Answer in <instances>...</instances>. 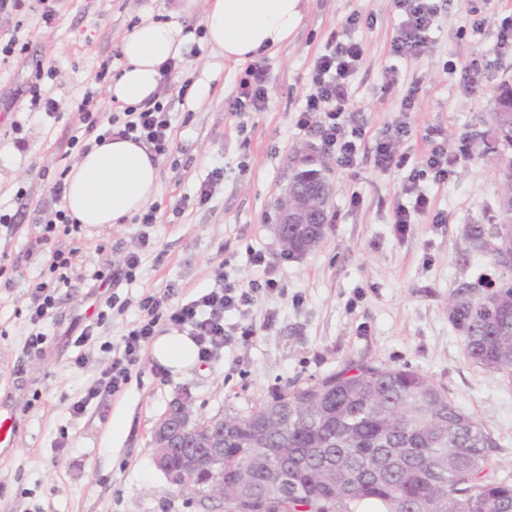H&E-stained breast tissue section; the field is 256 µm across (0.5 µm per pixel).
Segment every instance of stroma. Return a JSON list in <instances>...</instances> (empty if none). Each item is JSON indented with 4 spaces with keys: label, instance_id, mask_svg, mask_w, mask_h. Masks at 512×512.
<instances>
[{
    "label": "stroma",
    "instance_id": "35a3bbf8",
    "mask_svg": "<svg viewBox=\"0 0 512 512\" xmlns=\"http://www.w3.org/2000/svg\"><path fill=\"white\" fill-rule=\"evenodd\" d=\"M434 3L429 42L399 56L392 51L402 21L395 0H307L293 38L263 57L268 102L259 112L228 109L246 67L225 62L203 41L205 0H56L48 28L38 0L0 11V41L28 45L0 61V211L17 217L0 224V264L13 280L0 287V412L15 418V439L0 449V512H224L221 502L179 494L153 462L154 431L174 398L188 395L201 421L245 415L275 389L321 378L349 360L405 367L445 389L495 440V475L512 478V382L466 357L447 315L459 281L496 277L483 254L469 251L465 230L499 221L496 161L504 147L489 135L490 101L500 85L512 84V45L499 44L512 0ZM352 15L359 26L345 28ZM145 20L172 21L190 35L157 92L171 135L159 158L156 221L83 224L59 236L76 251L60 284L35 243L41 227L34 217L53 208L55 177L81 155L68 140L84 92L94 91L90 108L100 123L122 115L106 107L108 89L121 72L122 38ZM334 33L364 50L349 78V108L361 133L350 165H340L335 152L325 155L334 185L325 240L291 258L271 226L295 149L320 143L296 121L314 90L313 64ZM37 65L50 74L41 94L57 104L52 118L26 91ZM409 96L410 132L396 145L409 162L380 168L376 144ZM436 145L448 151V177L420 179L431 208L398 232L395 212L414 200L405 191L409 176ZM205 182L211 192L202 205L196 191ZM133 252L140 256L133 278L101 287L97 273L121 268ZM255 252L267 267L253 264ZM220 265L244 287L263 275L278 281L245 310L256 337L232 338L177 376L142 353L119 393L87 399L113 347L140 319V299L171 289L196 299L218 287ZM39 282L55 306L33 350L27 309ZM76 317L93 326L80 345L66 333ZM80 400L86 406L78 412Z\"/></svg>",
    "mask_w": 512,
    "mask_h": 512
}]
</instances>
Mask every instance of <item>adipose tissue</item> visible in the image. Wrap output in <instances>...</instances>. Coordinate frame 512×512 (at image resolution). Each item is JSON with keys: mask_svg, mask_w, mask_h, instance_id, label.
Wrapping results in <instances>:
<instances>
[{"mask_svg": "<svg viewBox=\"0 0 512 512\" xmlns=\"http://www.w3.org/2000/svg\"><path fill=\"white\" fill-rule=\"evenodd\" d=\"M205 2L201 24L206 42L223 53L225 62L242 64L286 44L302 21L306 0ZM186 40L171 23H146L125 35L124 63L109 88L110 102L136 105L154 97L162 66L181 58ZM158 180V162L142 143L106 138L71 167L64 209L82 224H122L153 199ZM150 355L174 375L199 361L193 340L174 329L152 339Z\"/></svg>", "mask_w": 512, "mask_h": 512, "instance_id": "obj_1", "label": "adipose tissue"}]
</instances>
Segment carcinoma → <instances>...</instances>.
I'll use <instances>...</instances> for the list:
<instances>
[{
    "label": "carcinoma",
    "instance_id": "obj_1",
    "mask_svg": "<svg viewBox=\"0 0 512 512\" xmlns=\"http://www.w3.org/2000/svg\"><path fill=\"white\" fill-rule=\"evenodd\" d=\"M492 134L512 146V106L494 105ZM498 182L499 224H471L466 234L493 266L512 253V157L499 159ZM448 320L472 363L512 381V271L486 288L458 282ZM262 419L260 447L254 429ZM220 422L224 482L249 469L259 494L264 474L288 459L277 512H357L372 498L384 512H512V480L487 476L491 435L414 370L349 361Z\"/></svg>",
    "mask_w": 512,
    "mask_h": 512
}]
</instances>
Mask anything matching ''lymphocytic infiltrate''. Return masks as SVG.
Instances as JSON below:
<instances>
[{
    "label": "lymphocytic infiltrate",
    "instance_id": "f902f5d3",
    "mask_svg": "<svg viewBox=\"0 0 512 512\" xmlns=\"http://www.w3.org/2000/svg\"><path fill=\"white\" fill-rule=\"evenodd\" d=\"M396 4L404 11L406 19L393 40L392 50L403 55L426 45L436 10L431 0H396ZM361 54L359 43L330 36L326 53L316 59L312 69L315 91L307 97L297 120L299 126L306 127L316 112H324L325 120L319 128L321 140L326 147L337 149L338 160L343 164L349 163L355 152V143L348 137V129L355 125L356 119L345 110L348 97L346 79ZM266 103V70L257 63L240 81L230 109L234 112L248 108L259 111L264 109ZM170 126L166 108L161 101L152 99L133 110L129 120L112 118L106 133L119 139L145 142L153 146L156 154L162 155L168 149ZM277 287V281L266 276L253 280L246 287L225 281L222 287L186 303L152 295L143 297L139 302L142 312L140 321L124 336L122 346L116 349L102 378L89 389V396H96L101 390L112 393L122 390L133 368L139 363L141 353L152 338L159 320L176 326H189L199 348V356L203 359L209 358L231 336L246 341L252 339L256 334L253 325H239L230 329L226 326L225 318L230 313L242 311L257 296L271 293Z\"/></svg>",
    "mask_w": 512,
    "mask_h": 512
}]
</instances>
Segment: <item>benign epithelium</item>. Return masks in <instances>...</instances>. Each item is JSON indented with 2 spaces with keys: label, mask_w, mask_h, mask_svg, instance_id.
I'll return each mask as SVG.
<instances>
[{
  "label": "benign epithelium",
  "mask_w": 512,
  "mask_h": 512,
  "mask_svg": "<svg viewBox=\"0 0 512 512\" xmlns=\"http://www.w3.org/2000/svg\"><path fill=\"white\" fill-rule=\"evenodd\" d=\"M333 196V183L326 175L311 187L297 184L283 189L278 201V221L273 225V233L281 238L288 234L290 224H317L320 215ZM169 413L174 419H162L155 431L154 462L168 481L181 485V480L188 473L211 474L209 496L224 499V493H230L241 501L244 512H268L265 500L251 496L254 474L248 470L239 473L237 482L232 487L224 485V470L216 469V453L224 446V435L218 431L209 432L191 418V411L185 399L178 398L172 403ZM188 440L192 446L183 449L182 470L172 469L170 459L179 443Z\"/></svg>",
  "instance_id": "7a95c632"
}]
</instances>
